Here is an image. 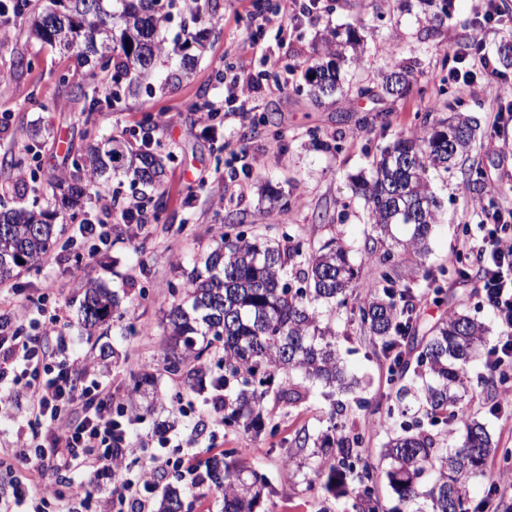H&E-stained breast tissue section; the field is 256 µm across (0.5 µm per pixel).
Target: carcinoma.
<instances>
[{"label":"carcinoma","instance_id":"cac0c4a2","mask_svg":"<svg viewBox=\"0 0 512 512\" xmlns=\"http://www.w3.org/2000/svg\"><path fill=\"white\" fill-rule=\"evenodd\" d=\"M0 9L21 22L42 46L74 55L88 67L74 101L89 109L105 97L138 95L157 83L165 88L181 81L197 66L202 41L192 36L168 49L161 31L172 10L184 0H10ZM328 61L316 60L304 71L309 95L317 103L336 105L344 95L336 60L342 50L358 45L353 26L331 31ZM382 88L405 96L410 72L391 69L381 75ZM40 129L25 132L18 152L0 163L5 185L0 193V284L47 260L58 241L53 224L60 210L70 218L89 215L96 192L112 177L124 175L158 190L165 172L163 157L149 147L132 149L127 135L96 140L86 153L46 181L31 162L39 158ZM474 141L467 118L453 115L428 125L421 136H400L372 164L370 177L353 183L365 204L368 221L379 238L418 256L429 251L438 226L440 203L431 190L429 172H448V153L466 155ZM23 193L6 200L11 182ZM352 249L334 238L310 251L290 235L272 239L243 230H226L215 245L193 259L192 270L171 288L166 327L165 369L184 375L189 389L204 391L207 358L219 353L224 365V422L256 433L274 432V416L263 415L270 387L278 385V402L294 406L311 388L322 385L339 393L352 388L336 348V314L370 335L380 353L391 360L394 404L379 420L389 434L378 464L362 460L363 438L342 404L329 413L332 436L316 440L306 432L294 439L297 449L321 444L314 472L326 475L321 488L336 497L352 498L351 512H386L376 492L385 476L404 512H469L471 480L487 476L489 457L502 470H512V449L492 442L485 425L470 417L465 397L473 388L467 366L482 360L478 383L512 390V374L493 370L488 362L485 328L467 312L451 309L446 319L422 337L415 360L404 343L415 330L414 294L397 288L394 252L378 257L384 286L357 292L358 269ZM23 263H18V260ZM119 292L90 281L85 284L77 326L92 336L123 318ZM413 414L418 432L390 436L394 412ZM429 425L463 430L460 443L421 430ZM243 449L232 448L206 461L207 478L224 496V512H259L272 493L267 477L247 469ZM179 490L167 487L158 512H183Z\"/></svg>","mask_w":512,"mask_h":512}]
</instances>
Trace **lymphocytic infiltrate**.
<instances>
[{
  "label": "lymphocytic infiltrate",
  "mask_w": 512,
  "mask_h": 512,
  "mask_svg": "<svg viewBox=\"0 0 512 512\" xmlns=\"http://www.w3.org/2000/svg\"><path fill=\"white\" fill-rule=\"evenodd\" d=\"M501 20L495 0H483L468 51L477 64L464 63L453 72L456 83L464 88L477 73H484L486 86L497 99L503 95L504 83L479 32ZM461 247L480 265L483 297L508 330L490 357L492 363H504L512 358V238L486 228L481 235L464 240ZM27 312L24 305L0 306V404L10 402L11 388L18 384L26 388L28 399L26 424L19 428L11 451L13 459L24 464L25 473L10 495L0 497V512H16L23 505L41 512L47 498L61 495L46 480L52 471L83 468L110 474L113 489L103 502V512H122L129 503L137 512H149L153 488L169 469L189 477L191 485L203 484V476L190 460L160 449L149 456L137 478L127 477L128 460L136 454L129 446L134 412L113 415L112 390L94 379L93 361L74 357L69 336L55 324L37 322L32 331H25L22 321ZM48 337L55 340L50 350L44 345Z\"/></svg>",
  "instance_id": "lymphocytic-infiltrate-1"
}]
</instances>
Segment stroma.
<instances>
[{
    "label": "stroma",
    "mask_w": 512,
    "mask_h": 512,
    "mask_svg": "<svg viewBox=\"0 0 512 512\" xmlns=\"http://www.w3.org/2000/svg\"><path fill=\"white\" fill-rule=\"evenodd\" d=\"M283 6L284 0H210L206 22L174 17L163 30L167 45L190 33L206 35L193 73L167 89L121 98L94 112L89 122L74 103L69 85L58 81L64 72L72 83L83 81L85 67L29 40L21 24H10L9 41L0 48V84L10 87L9 92H0V156L19 151L22 128L39 125L51 134L41 150V177L46 180L63 169L65 153L81 154L92 137L116 135L127 126L152 128V146L166 157L161 190L125 178L112 179L107 190L114 197V215L131 200L150 205L163 196L161 220H146L134 236L126 225L113 224L107 265L93 258L42 264L22 272L19 281L25 290L60 284V292L53 295L61 307L59 326L70 337L75 355L98 358L96 377L111 384L115 408L141 406V398L132 391L133 379L154 376L164 408L133 426L134 446L151 449L163 437L168 454L190 458L197 465L224 449H244L245 464L270 477L276 488L275 495L263 502L264 512H321L325 493L308 485L313 470L282 471L281 459L298 433H323L330 410L341 401L364 435L365 458L377 461L386 440L377 422L387 407V361L369 336L349 328L338 339V352L362 382L358 394L342 397L318 387L306 401L290 407L267 398L265 406L276 412L278 431L254 435L220 423L211 393L191 392L181 375L166 370L163 324L169 288L183 282L191 253L213 243L230 226L277 238L297 234L311 245L340 238L354 249L359 288L379 284L378 256L363 250L374 233L363 200L352 192L351 178L368 172L373 157L398 135L420 133L424 117L435 120L461 112L477 124L474 146L455 169L429 174L441 204L430 251L423 259L395 253L402 284L423 299L417 326L426 331L447 313L446 306L433 302L426 272L452 274L460 240L476 233L488 203L504 212L512 209V125L495 128L496 106L482 86L465 90L452 77V58L464 48L478 0H448L446 13L436 17L423 15L418 0H320L313 15L293 24L280 23ZM362 20L367 26L359 35L366 53L361 64L342 63L341 76L349 83L373 86L382 72L399 65L414 76L410 92L401 99L352 94L338 106L315 103L303 73L308 64L324 57L327 26L358 25ZM23 54L38 57L36 67L27 73L16 69ZM243 62L253 72H267L269 81L280 82V89L255 94L248 120H229L204 130L193 103L223 99L225 81ZM242 146L256 157L258 177L246 178L234 162L233 155ZM476 171L482 174L479 185L468 184L467 174ZM262 177L292 197L288 209L267 212L258 194ZM480 276L477 263L468 262L466 277L449 279L448 300L463 303L472 317L484 322L488 343L494 346L504 328L480 294ZM90 281L126 291L124 319L103 336H86L76 325L82 287ZM130 324L136 334H127ZM359 397L364 398V407L356 406ZM469 410L494 442L512 446V395L476 387ZM58 480L66 496L48 501L44 512H97L86 487L96 486L103 496L113 487L109 476L91 472H67ZM169 486L182 493L184 512H222L223 497L208 484L193 487L171 472L157 483L161 490Z\"/></svg>",
    "instance_id": "stroma-1"
}]
</instances>
